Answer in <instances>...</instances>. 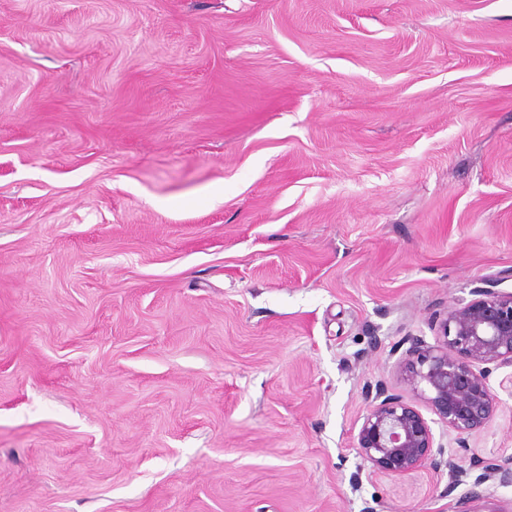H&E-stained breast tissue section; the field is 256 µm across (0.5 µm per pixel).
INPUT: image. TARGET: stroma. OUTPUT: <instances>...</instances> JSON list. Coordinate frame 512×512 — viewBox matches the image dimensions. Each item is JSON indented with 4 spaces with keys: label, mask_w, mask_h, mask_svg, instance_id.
I'll list each match as a JSON object with an SVG mask.
<instances>
[{
    "label": "stroma",
    "mask_w": 512,
    "mask_h": 512,
    "mask_svg": "<svg viewBox=\"0 0 512 512\" xmlns=\"http://www.w3.org/2000/svg\"><path fill=\"white\" fill-rule=\"evenodd\" d=\"M481 288L512 0H0V512H456L354 444Z\"/></svg>",
    "instance_id": "stroma-1"
}]
</instances>
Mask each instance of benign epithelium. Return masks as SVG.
Returning <instances> with one entry per match:
<instances>
[{
	"instance_id": "7a95c632",
	"label": "benign epithelium",
	"mask_w": 512,
	"mask_h": 512,
	"mask_svg": "<svg viewBox=\"0 0 512 512\" xmlns=\"http://www.w3.org/2000/svg\"><path fill=\"white\" fill-rule=\"evenodd\" d=\"M399 358L406 388L423 402L418 405L381 385L367 387V412L356 436L364 466L374 474L408 478L431 470L448 471L449 485L466 484L468 470L456 455L444 454L433 425L454 434L457 447L469 448L468 438L484 430L498 408L489 378L493 370L512 367V292L481 289L475 298L448 308L440 321L435 343L410 337ZM427 409L432 417L422 412ZM470 468L481 470L461 497L463 512H502L488 506L492 482L512 485V456L491 461L477 457Z\"/></svg>"
}]
</instances>
